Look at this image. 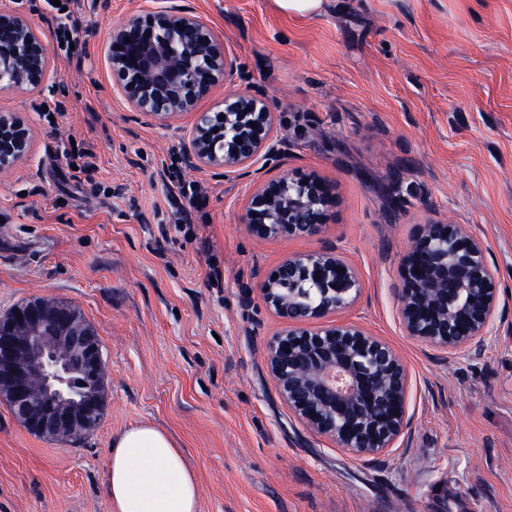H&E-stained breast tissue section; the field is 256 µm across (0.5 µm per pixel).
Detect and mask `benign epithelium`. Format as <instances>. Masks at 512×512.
Wrapping results in <instances>:
<instances>
[{
	"label": "benign epithelium",
	"instance_id": "benign-epithelium-1",
	"mask_svg": "<svg viewBox=\"0 0 512 512\" xmlns=\"http://www.w3.org/2000/svg\"><path fill=\"white\" fill-rule=\"evenodd\" d=\"M106 51L114 84L146 123L166 126L195 115L180 155L184 167L247 176L261 155L276 152L274 116L262 94L246 90L198 111L230 70L224 42L199 17L171 8L141 11L111 31ZM50 68L45 36L26 14L1 4L0 93L38 92ZM33 138L23 118L0 110V174L28 157ZM332 201L324 179L286 172L257 185L238 222L261 239L315 236ZM259 292L286 324L266 342L265 354L288 410L355 456L386 455L407 426L401 357L350 322L309 328L358 301L356 268L323 247L284 259L262 277ZM395 293L406 335L446 353L482 350L497 306V276L485 243L465 226L421 225ZM104 369L100 337L69 304L33 297L0 317V400L32 433L74 441L93 431L104 407ZM75 377L80 390L72 389Z\"/></svg>",
	"mask_w": 512,
	"mask_h": 512
}]
</instances>
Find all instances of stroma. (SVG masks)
I'll return each instance as SVG.
<instances>
[{"instance_id":"35a3bbf8","label":"stroma","mask_w":512,"mask_h":512,"mask_svg":"<svg viewBox=\"0 0 512 512\" xmlns=\"http://www.w3.org/2000/svg\"><path fill=\"white\" fill-rule=\"evenodd\" d=\"M192 12L232 62L200 110L248 87L274 114L258 177L189 170L187 114L143 122L104 46L145 9ZM74 59L0 95L34 129L0 175V315L32 296L95 327L107 366L96 429L62 443L0 401V512H110L113 434L167 430L200 483V512H512V0H328L305 18L272 0H80ZM93 154L85 170L78 151ZM298 171L335 201L319 235L261 240L239 224L256 178ZM466 224L499 276L480 354L405 336L395 288L420 225ZM335 248L364 292L344 320L389 342L408 425L357 457L281 401L264 345L282 327L257 283L284 258Z\"/></svg>"}]
</instances>
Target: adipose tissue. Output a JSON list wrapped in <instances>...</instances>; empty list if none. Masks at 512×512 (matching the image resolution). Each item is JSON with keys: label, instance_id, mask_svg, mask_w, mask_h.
Returning a JSON list of instances; mask_svg holds the SVG:
<instances>
[{"label": "adipose tissue", "instance_id": "obj_1", "mask_svg": "<svg viewBox=\"0 0 512 512\" xmlns=\"http://www.w3.org/2000/svg\"><path fill=\"white\" fill-rule=\"evenodd\" d=\"M111 512H199L194 470L170 435L151 423L117 432L107 461Z\"/></svg>", "mask_w": 512, "mask_h": 512}]
</instances>
